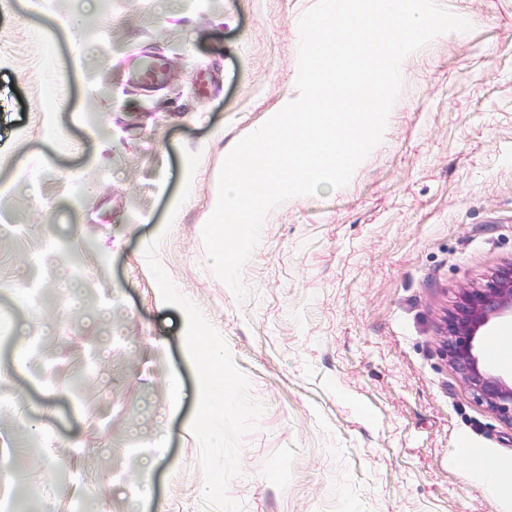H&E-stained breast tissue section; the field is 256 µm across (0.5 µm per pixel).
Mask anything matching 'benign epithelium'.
Listing matches in <instances>:
<instances>
[{"label":"benign epithelium","mask_w":512,"mask_h":512,"mask_svg":"<svg viewBox=\"0 0 512 512\" xmlns=\"http://www.w3.org/2000/svg\"><path fill=\"white\" fill-rule=\"evenodd\" d=\"M512 317V263L483 283L461 287L458 301L444 321L442 354L472 398L512 425V380L490 370L479 348L480 331Z\"/></svg>","instance_id":"benign-epithelium-1"}]
</instances>
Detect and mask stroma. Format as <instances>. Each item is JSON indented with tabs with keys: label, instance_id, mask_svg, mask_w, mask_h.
Returning a JSON list of instances; mask_svg holds the SVG:
<instances>
[{
	"label": "stroma",
	"instance_id": "stroma-1",
	"mask_svg": "<svg viewBox=\"0 0 512 512\" xmlns=\"http://www.w3.org/2000/svg\"><path fill=\"white\" fill-rule=\"evenodd\" d=\"M99 2L0 0V333L46 337L49 371L0 353V464L40 489L34 512L89 495L102 512H202L198 384L143 254L155 239L265 406L229 486L245 512H512V482L473 478L477 449L512 472V425L440 349L460 286L512 262V0H438L471 30L405 59L347 185L267 214L241 301L202 229L225 156L298 95L315 0ZM148 58L165 62L152 86L130 76Z\"/></svg>",
	"mask_w": 512,
	"mask_h": 512
}]
</instances>
